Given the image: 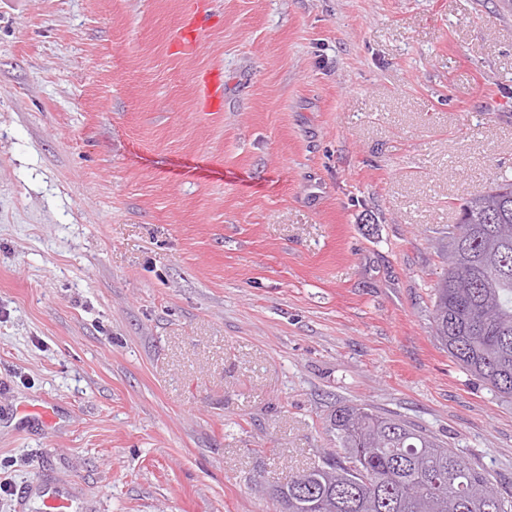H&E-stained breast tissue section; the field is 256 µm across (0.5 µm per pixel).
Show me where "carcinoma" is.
<instances>
[{
    "label": "carcinoma",
    "instance_id": "carcinoma-1",
    "mask_svg": "<svg viewBox=\"0 0 512 512\" xmlns=\"http://www.w3.org/2000/svg\"><path fill=\"white\" fill-rule=\"evenodd\" d=\"M432 298L436 340L464 370L512 400V180L456 205ZM341 457L274 490L288 512H506L491 474L405 421L354 405L330 415Z\"/></svg>",
    "mask_w": 512,
    "mask_h": 512
}]
</instances>
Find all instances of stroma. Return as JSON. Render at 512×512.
<instances>
[{"label":"stroma","mask_w":512,"mask_h":512,"mask_svg":"<svg viewBox=\"0 0 512 512\" xmlns=\"http://www.w3.org/2000/svg\"><path fill=\"white\" fill-rule=\"evenodd\" d=\"M502 177L504 0H0V512H277L340 405L512 498L430 304Z\"/></svg>","instance_id":"1"}]
</instances>
